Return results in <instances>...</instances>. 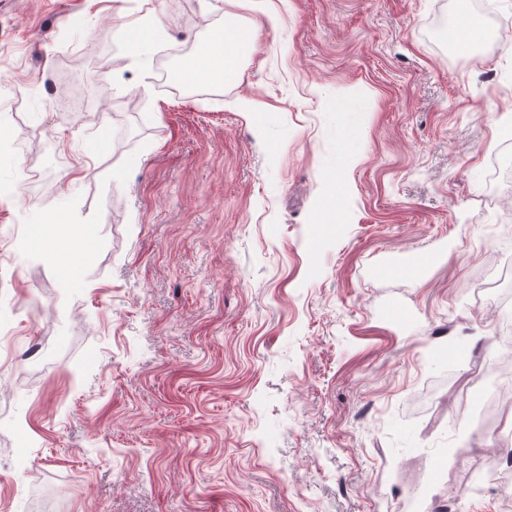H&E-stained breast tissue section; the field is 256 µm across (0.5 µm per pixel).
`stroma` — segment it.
Listing matches in <instances>:
<instances>
[{"mask_svg": "<svg viewBox=\"0 0 512 512\" xmlns=\"http://www.w3.org/2000/svg\"><path fill=\"white\" fill-rule=\"evenodd\" d=\"M471 2L0 0V187L44 183L0 206V512H503L512 0ZM235 32L226 28L210 41L206 51L187 60L181 67L182 79L196 84L204 81L203 77L223 79L233 72L239 56Z\"/></svg>", "mask_w": 512, "mask_h": 512, "instance_id": "stroma-1", "label": "stroma"}]
</instances>
